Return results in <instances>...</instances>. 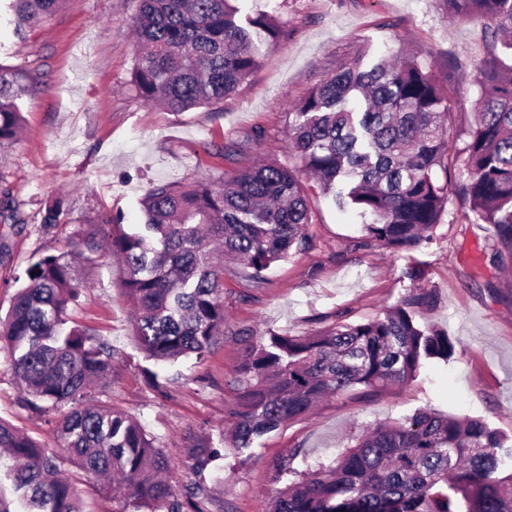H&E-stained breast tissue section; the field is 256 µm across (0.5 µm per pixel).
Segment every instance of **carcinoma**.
Masks as SVG:
<instances>
[{"mask_svg":"<svg viewBox=\"0 0 512 512\" xmlns=\"http://www.w3.org/2000/svg\"><path fill=\"white\" fill-rule=\"evenodd\" d=\"M62 0H10L14 34L44 24ZM133 19L143 46L131 83L145 102L168 111L220 103L259 67L265 47L285 31L264 12L238 16L235 0H138ZM449 15L485 20L486 54L477 65L476 112L448 136L455 76L441 80L416 58L341 65L295 106L291 154L190 187L150 186L144 223L129 232L106 218L83 241L91 263L101 248L122 260L125 296L148 385L161 392L158 367L200 358L224 337V261L252 281L309 246V197L302 178L334 193L338 207L370 217L363 244L394 252L430 239L455 195L494 228V257L512 261V0H442ZM22 77L0 67V146L21 126ZM19 206L0 190V224H19ZM0 319V349L27 395L50 409L72 405L50 452L0 419V512H82L65 463L92 474L115 512H209V481L227 451L249 460L268 434L308 416L326 397L415 381L433 360L448 362L447 334L415 321L408 295L383 315L306 336L262 337L244 355L237 394L224 409L229 432L188 437L191 487L161 474L162 448L125 412L87 406L92 384L112 369V350L69 324L75 268L68 253L47 254L26 272ZM274 468L287 484L270 512H512V436L481 418L422 408L377 423L314 471Z\"/></svg>","mask_w":512,"mask_h":512,"instance_id":"carcinoma-1","label":"carcinoma"}]
</instances>
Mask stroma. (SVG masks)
<instances>
[{
	"label": "stroma",
	"instance_id": "35a3bbf8",
	"mask_svg": "<svg viewBox=\"0 0 512 512\" xmlns=\"http://www.w3.org/2000/svg\"><path fill=\"white\" fill-rule=\"evenodd\" d=\"M239 6L273 15L287 39L267 48L260 67L223 102L184 112L144 103L129 86L137 0H63L47 23L21 39L13 34L12 13L0 11V66L19 71L33 87L20 102L18 140L0 149V184L24 218L0 224V314L8 312L25 269L43 254L77 249L108 217L138 223L139 202L152 184H191L257 161L287 160L296 103L339 65L404 46L444 78L473 73L484 56L485 22L450 18L439 0H240ZM257 129L262 139H252ZM310 195L309 248L272 265L259 282L225 268L229 331L203 359L168 367L162 394L147 386L134 361V311L121 295L117 261L102 253L77 268L80 296L70 318L115 353L103 399L157 436L171 464L167 478L179 488L189 480L185 434L224 424L244 349L239 333L303 336L364 322L415 292L430 299L417 321L453 340V359L429 363L416 381L325 400L310 417L267 435L247 464L226 456L210 512H266L282 487L270 466L275 456L295 449L314 468L367 426L425 406L512 433V268L493 259L492 227L453 201L429 241L393 255L362 245L358 212L337 209L320 189ZM56 203L59 223L44 225L46 208ZM412 262L424 269L413 285L402 277ZM60 418L27 404L0 351V419L52 447Z\"/></svg>",
	"mask_w": 512,
	"mask_h": 512
}]
</instances>
